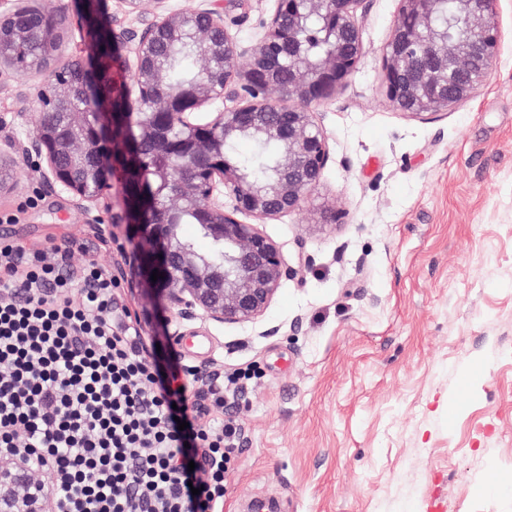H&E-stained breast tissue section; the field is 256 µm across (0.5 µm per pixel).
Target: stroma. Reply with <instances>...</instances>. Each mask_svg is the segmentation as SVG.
<instances>
[{
	"label": "stroma",
	"instance_id": "35a3bbf8",
	"mask_svg": "<svg viewBox=\"0 0 512 512\" xmlns=\"http://www.w3.org/2000/svg\"><path fill=\"white\" fill-rule=\"evenodd\" d=\"M224 25L257 43L274 0H223ZM399 0H361L362 53L314 108L330 148L300 211L262 224L289 275L265 313L192 324L201 368L248 372L224 410L240 429L224 512L273 499L279 512H512V0L488 82L415 117L385 102L382 52ZM51 72L0 80V146L31 133L24 112ZM0 197V241L53 252L69 269L119 275L157 362L179 339L160 298L129 288L135 249L100 234L67 196L30 176ZM341 212L317 224L315 212ZM467 392H459V379Z\"/></svg>",
	"mask_w": 512,
	"mask_h": 512
}]
</instances>
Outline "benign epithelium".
I'll return each instance as SVG.
<instances>
[{"label": "benign epithelium", "instance_id": "benign-epithelium-1", "mask_svg": "<svg viewBox=\"0 0 512 512\" xmlns=\"http://www.w3.org/2000/svg\"><path fill=\"white\" fill-rule=\"evenodd\" d=\"M154 2L156 11L146 18L141 0H121L132 24L112 30L113 42L122 48L121 67L132 76L138 98L154 105V111L140 123L131 148L136 150L143 143L159 145L174 158V167L160 166L154 171L161 188L170 182L172 169L181 171L167 198V208L177 212L190 205L202 206L210 217V223L204 225L207 234L224 243V262L211 261L183 245L176 224L132 219L127 195L122 197V209L110 210L109 217L92 214L93 207L111 197L112 173L118 163L107 131L91 113L84 109L57 111L72 96L69 81L57 75L30 113L32 134L0 151V196L12 193L18 185L17 174L11 171L13 155L34 157L43 185L70 195L101 230L122 226L143 242L129 261H145L148 279L155 269L162 274L154 284L174 314L175 331L195 321L255 320L274 299L290 267L282 248L257 224H246L240 216L262 224L303 207L329 160V146L314 121L312 107L335 96L361 56L359 50L350 57L336 50L315 65L294 61L285 90L266 78L269 47L285 33L288 40L296 39L300 5L307 14L324 17L337 30L359 34L357 5L362 0H275L262 38L250 48L240 47L224 27L223 6L215 0H203L190 14L171 10L167 0ZM400 2L395 30L383 52L381 81L386 102L396 106L403 96L411 95L416 100V114L424 115L446 111L472 98L487 80L498 54V0H472L471 10L462 11L465 36L457 38L434 25L442 0ZM29 12L50 17L52 22L40 33L42 54L29 61L27 73H41L46 61L57 57L65 12L49 0H15L12 7L0 11V77L15 73L14 47L24 42L16 22ZM410 15L421 22L423 31L403 27V19ZM285 16L286 28L282 26ZM160 33L174 39L190 36L204 64L191 88L171 86L157 100L154 90L165 80L162 66L152 57ZM240 59L245 64H238ZM450 63L458 72L477 67L481 78L459 84L442 99L441 81ZM401 69L414 75L405 88L396 81ZM226 99L232 106L224 107ZM287 99L295 105L285 104ZM278 109L291 111L288 127L261 121ZM245 130L284 144L270 184L245 182L225 157L224 145ZM226 193L234 200L230 210L224 208ZM30 470L26 458L16 462L0 459V512H41L45 485L35 481Z\"/></svg>", "mask_w": 512, "mask_h": 512}]
</instances>
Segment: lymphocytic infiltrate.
<instances>
[{"label": "lymphocytic infiltrate", "instance_id": "1", "mask_svg": "<svg viewBox=\"0 0 512 512\" xmlns=\"http://www.w3.org/2000/svg\"><path fill=\"white\" fill-rule=\"evenodd\" d=\"M65 262L0 242V449L53 472L58 512H222L240 435L223 372L162 370L111 275Z\"/></svg>", "mask_w": 512, "mask_h": 512}]
</instances>
